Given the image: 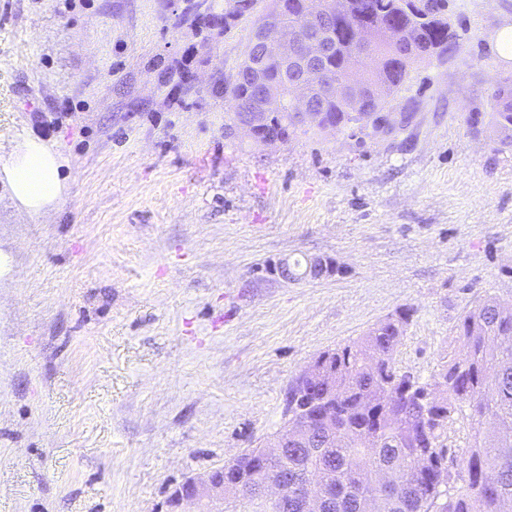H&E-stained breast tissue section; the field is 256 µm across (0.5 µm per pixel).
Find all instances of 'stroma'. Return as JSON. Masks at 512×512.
I'll use <instances>...</instances> for the list:
<instances>
[{
	"instance_id": "stroma-1",
	"label": "stroma",
	"mask_w": 512,
	"mask_h": 512,
	"mask_svg": "<svg viewBox=\"0 0 512 512\" xmlns=\"http://www.w3.org/2000/svg\"><path fill=\"white\" fill-rule=\"evenodd\" d=\"M390 128L267 144L216 86L248 43L183 0H0V168L36 136L64 201L0 176V512H166L256 447L324 351L409 310L400 372L432 381L483 297L512 304V143L492 128L512 0H450ZM195 81L177 97L167 72ZM329 259L283 279L281 260ZM61 167L60 157L39 138H27L11 148L3 175L20 210L45 214L58 207L67 190Z\"/></svg>"
}]
</instances>
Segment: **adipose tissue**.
<instances>
[{"instance_id": "1", "label": "adipose tissue", "mask_w": 512, "mask_h": 512, "mask_svg": "<svg viewBox=\"0 0 512 512\" xmlns=\"http://www.w3.org/2000/svg\"><path fill=\"white\" fill-rule=\"evenodd\" d=\"M59 156L41 139L30 137L12 147L4 175L12 198L28 214H44L58 207L67 186Z\"/></svg>"}]
</instances>
